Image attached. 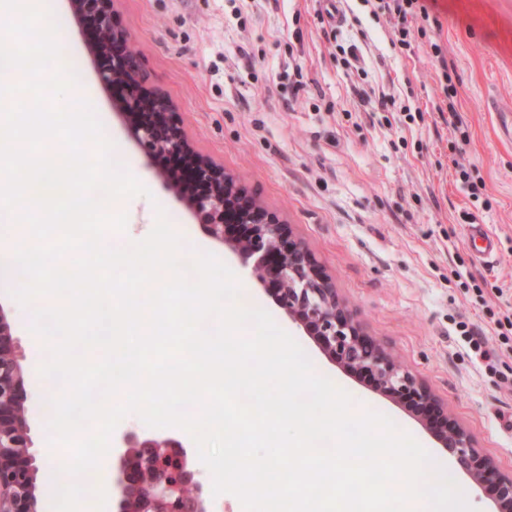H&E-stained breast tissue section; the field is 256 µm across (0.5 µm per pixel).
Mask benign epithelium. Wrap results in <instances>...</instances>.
I'll list each match as a JSON object with an SVG mask.
<instances>
[{
  "mask_svg": "<svg viewBox=\"0 0 512 512\" xmlns=\"http://www.w3.org/2000/svg\"><path fill=\"white\" fill-rule=\"evenodd\" d=\"M69 2L98 31L95 51L107 59L102 81L125 85L119 107L131 137L150 155L183 156L194 175L210 185L208 195L185 202L204 218L208 235L268 284L276 304L335 361L365 373L377 390L424 415L428 429L456 456L472 483L493 488L496 512H512V473L501 472L484 456L474 435L448 415L447 406L381 341L363 331L332 277L291 226L248 193L234 174L194 149L174 119L173 102L135 78L137 55L128 49L123 57H112L114 42L131 40L113 25L114 0ZM28 397L18 349L0 308V512H36L41 464L31 451ZM98 492L107 512H213L193 449L171 435L114 433Z\"/></svg>",
  "mask_w": 512,
  "mask_h": 512,
  "instance_id": "benign-epithelium-1",
  "label": "benign epithelium"
}]
</instances>
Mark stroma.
I'll list each match as a JSON object with an SVG mask.
<instances>
[{
	"instance_id": "obj_1",
	"label": "stroma",
	"mask_w": 512,
	"mask_h": 512,
	"mask_svg": "<svg viewBox=\"0 0 512 512\" xmlns=\"http://www.w3.org/2000/svg\"><path fill=\"white\" fill-rule=\"evenodd\" d=\"M323 8L322 0H243L238 8L230 0H115L114 20L130 33L149 85L173 101L195 149L291 224L364 330L386 342L510 473L512 341L496 335L495 317L512 305V0H431L429 19L414 25L406 47L392 46V22L366 0H347L348 19L337 26ZM50 10L60 66L87 88L105 136L121 146L122 167L149 191L114 203L128 216L127 234H140L161 209L186 255L208 253L239 271L166 188L156 159L129 137L117 96L99 78L104 61L87 27L67 0H50ZM434 42L441 57L431 52ZM351 44L358 61L349 68L340 49ZM383 96L393 103L380 112ZM408 108L422 118L403 121ZM453 116L462 133L449 125ZM461 164L471 181L486 184L479 201L461 186ZM473 223L498 238L493 263L469 250ZM478 276L486 287L476 286ZM14 287L0 276V308L33 393L34 449L60 465L71 453L51 445L43 404L63 386L39 373V347ZM241 293L299 343L317 374L350 394L353 413L389 416L458 483L474 512H494L492 489L475 488L421 416L334 362L261 283L245 278ZM463 321L481 326L497 352L495 368L469 353Z\"/></svg>"
}]
</instances>
